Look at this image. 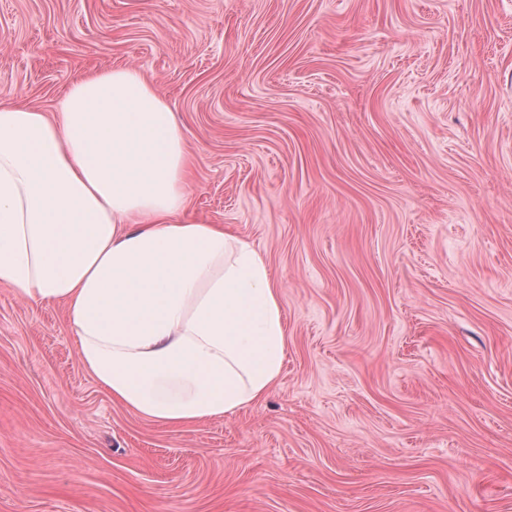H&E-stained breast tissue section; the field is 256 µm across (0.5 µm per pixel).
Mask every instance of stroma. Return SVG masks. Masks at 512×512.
<instances>
[{
    "label": "stroma",
    "instance_id": "35a3bbf8",
    "mask_svg": "<svg viewBox=\"0 0 512 512\" xmlns=\"http://www.w3.org/2000/svg\"><path fill=\"white\" fill-rule=\"evenodd\" d=\"M127 66L280 285L283 374L159 427L0 284V512H512V0H0V101Z\"/></svg>",
    "mask_w": 512,
    "mask_h": 512
}]
</instances>
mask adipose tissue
<instances>
[{
  "instance_id": "obj_1",
  "label": "adipose tissue",
  "mask_w": 512,
  "mask_h": 512,
  "mask_svg": "<svg viewBox=\"0 0 512 512\" xmlns=\"http://www.w3.org/2000/svg\"><path fill=\"white\" fill-rule=\"evenodd\" d=\"M174 112L133 68L91 72L53 112L0 102V284L63 304L86 372L179 428L279 383L288 325L263 256L188 212Z\"/></svg>"
}]
</instances>
